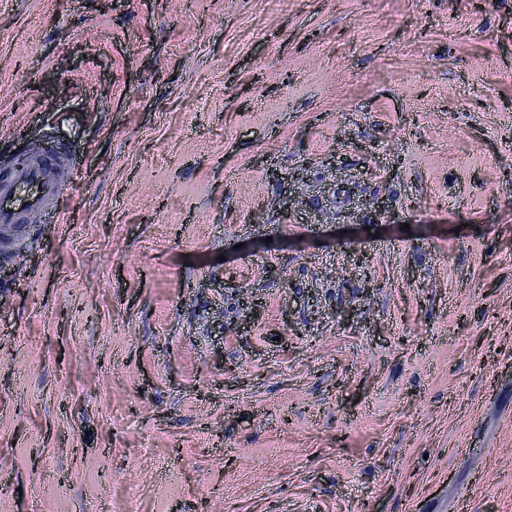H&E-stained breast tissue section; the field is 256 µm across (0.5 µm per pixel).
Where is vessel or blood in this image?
I'll list each match as a JSON object with an SVG mask.
<instances>
[{"label": "vessel or blood", "mask_w": 512, "mask_h": 512, "mask_svg": "<svg viewBox=\"0 0 512 512\" xmlns=\"http://www.w3.org/2000/svg\"><path fill=\"white\" fill-rule=\"evenodd\" d=\"M74 166L67 147L34 144L23 163L0 168V227H25L36 217L61 222V203L71 187L64 175Z\"/></svg>", "instance_id": "vessel-or-blood-1"}]
</instances>
